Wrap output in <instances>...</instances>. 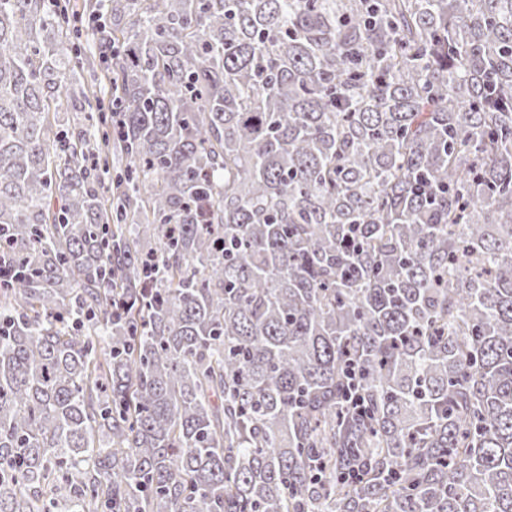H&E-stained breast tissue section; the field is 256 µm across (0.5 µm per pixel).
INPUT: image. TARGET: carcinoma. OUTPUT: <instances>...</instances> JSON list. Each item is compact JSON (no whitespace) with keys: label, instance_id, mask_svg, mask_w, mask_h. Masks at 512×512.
<instances>
[{"label":"carcinoma","instance_id":"1","mask_svg":"<svg viewBox=\"0 0 512 512\" xmlns=\"http://www.w3.org/2000/svg\"><path fill=\"white\" fill-rule=\"evenodd\" d=\"M84 10L0 0V512H512V0ZM83 0H70V8L68 13L64 16L66 21L65 30L68 33L67 38H63L64 44L66 48L70 51L76 52L79 57L84 58L86 55L88 45L91 44L93 39L99 37L94 29L91 27H87L84 20L88 16L82 13V9L80 8ZM77 4L79 12H72L71 6ZM82 17V22L77 20V18Z\"/></svg>","mask_w":512,"mask_h":512}]
</instances>
